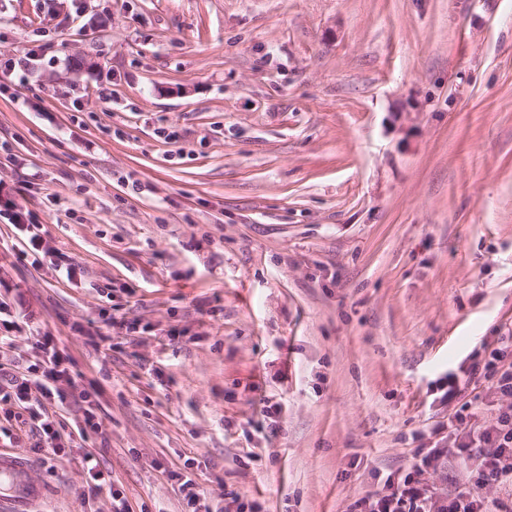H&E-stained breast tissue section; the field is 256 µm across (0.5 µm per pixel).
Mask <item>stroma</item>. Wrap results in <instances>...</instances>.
Segmentation results:
<instances>
[{"label":"stroma","mask_w":512,"mask_h":512,"mask_svg":"<svg viewBox=\"0 0 512 512\" xmlns=\"http://www.w3.org/2000/svg\"><path fill=\"white\" fill-rule=\"evenodd\" d=\"M0 334L68 370L0 405L32 512H348L450 447L512 336V0H0Z\"/></svg>","instance_id":"1"}]
</instances>
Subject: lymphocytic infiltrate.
<instances>
[{"mask_svg":"<svg viewBox=\"0 0 512 512\" xmlns=\"http://www.w3.org/2000/svg\"><path fill=\"white\" fill-rule=\"evenodd\" d=\"M60 365L54 355L40 376L12 377L16 400L28 402L35 390L43 398H54L57 383L64 376ZM469 375L474 382L488 383L490 392L498 395L501 405L496 417L469 425L464 412L474 403L465 401L463 412L452 416V449L434 448L419 456L410 471L395 479L386 478L382 490L357 501L350 512H512V502L484 493L489 486L512 490V343L501 342L484 358L473 359ZM471 436L476 437L477 448H470L467 439ZM452 452L469 460V480L454 493H441L428 483L426 475L437 470Z\"/></svg>","mask_w":512,"mask_h":512,"instance_id":"f902f5d3","label":"lymphocytic infiltrate"}]
</instances>
